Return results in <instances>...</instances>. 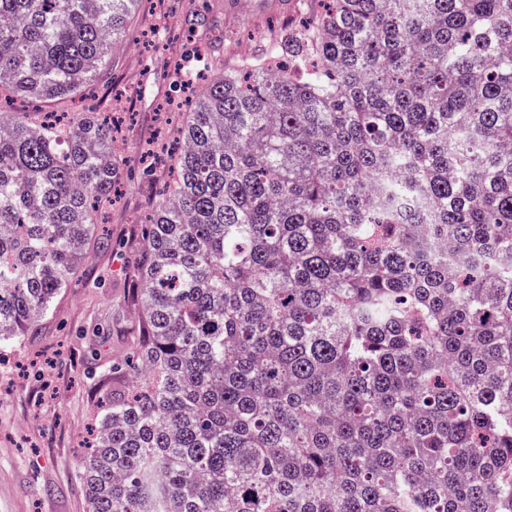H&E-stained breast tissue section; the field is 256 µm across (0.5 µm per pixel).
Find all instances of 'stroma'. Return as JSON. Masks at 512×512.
Wrapping results in <instances>:
<instances>
[{"mask_svg":"<svg viewBox=\"0 0 512 512\" xmlns=\"http://www.w3.org/2000/svg\"><path fill=\"white\" fill-rule=\"evenodd\" d=\"M317 0H142L95 84L94 105L117 118L116 156L126 178L105 203L106 249L92 250L79 284L63 289L39 333L0 349V512H88L78 476L94 412L112 380L103 369L136 334L128 302L141 224L168 168L143 174L146 153L166 154L181 111L173 85L207 67L202 45L222 44L225 66L264 37L317 11Z\"/></svg>","mask_w":512,"mask_h":512,"instance_id":"stroma-1","label":"stroma"}]
</instances>
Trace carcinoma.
Instances as JSON below:
<instances>
[{
	"mask_svg": "<svg viewBox=\"0 0 512 512\" xmlns=\"http://www.w3.org/2000/svg\"><path fill=\"white\" fill-rule=\"evenodd\" d=\"M141 0H0V345L107 248L83 100ZM203 80L88 512H512V0H321Z\"/></svg>",
	"mask_w": 512,
	"mask_h": 512,
	"instance_id": "carcinoma-1",
	"label": "carcinoma"
}]
</instances>
